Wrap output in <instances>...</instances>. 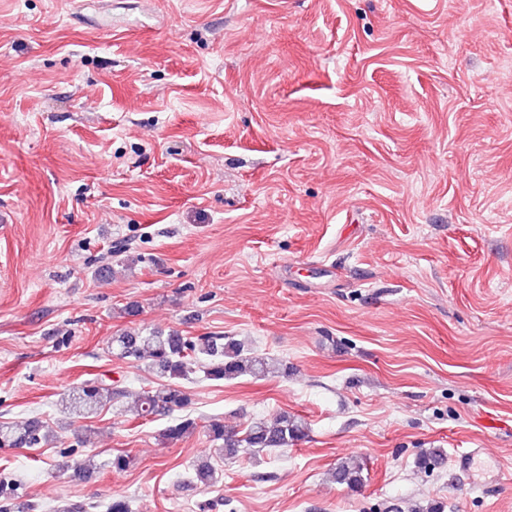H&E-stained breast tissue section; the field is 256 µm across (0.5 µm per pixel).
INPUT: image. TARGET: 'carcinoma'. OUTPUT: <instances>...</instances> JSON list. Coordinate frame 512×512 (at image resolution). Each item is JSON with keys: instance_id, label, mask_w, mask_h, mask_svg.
Masks as SVG:
<instances>
[{"instance_id": "carcinoma-1", "label": "carcinoma", "mask_w": 512, "mask_h": 512, "mask_svg": "<svg viewBox=\"0 0 512 512\" xmlns=\"http://www.w3.org/2000/svg\"><path fill=\"white\" fill-rule=\"evenodd\" d=\"M112 354L130 361H149V367L164 383L138 393L133 407L136 419L181 410L190 404L189 394L177 384L194 370L202 371L210 380H233L244 375L268 377L281 373L280 364L243 353V347L228 336H183L176 331L144 332L126 330L112 336ZM124 391L103 382L87 381L73 388L60 401L62 411L77 418H90L99 413L107 402ZM210 440L216 444L214 453L236 457L240 449L256 452L286 448L306 436V423L288 413L272 420L254 421L242 429L229 428L224 421L213 418L206 425ZM196 429L190 417L174 421L162 433L165 443L177 442ZM54 438L52 429L39 418L22 425L0 422V448H32ZM363 465L358 460L336 465L334 479L339 484L357 487L362 482ZM196 480L208 486L219 479L218 471L208 461L201 460L195 468ZM16 484L0 479V512L15 508Z\"/></svg>"}]
</instances>
